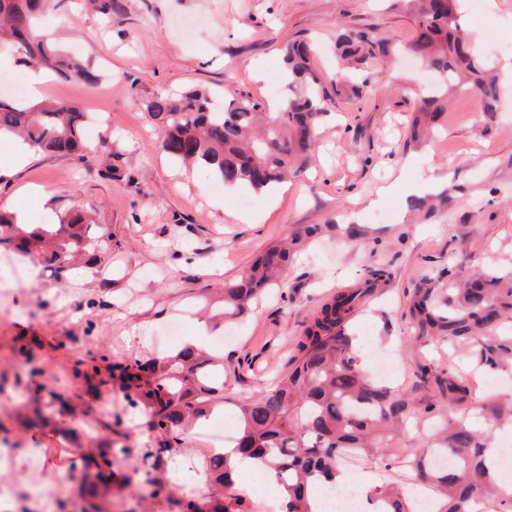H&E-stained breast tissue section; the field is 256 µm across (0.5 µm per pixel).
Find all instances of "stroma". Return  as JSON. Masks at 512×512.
<instances>
[{"label": "stroma", "instance_id": "35a3bbf8", "mask_svg": "<svg viewBox=\"0 0 512 512\" xmlns=\"http://www.w3.org/2000/svg\"><path fill=\"white\" fill-rule=\"evenodd\" d=\"M102 2L65 0L46 19L77 59L103 73L94 87L50 77L41 88L42 96L107 115L84 133L89 152L81 159L41 153L18 168L13 140H0V201L22 186L39 190L22 201L25 223L53 224L79 210L112 234L98 262L72 266L62 280L35 252L10 255L0 267V449L11 453L13 478L7 512H58L60 500L76 498L82 456L100 422L111 420L120 448L111 512H164V500L133 477L140 449L155 440L144 415L119 388L87 391L71 373L74 355L141 357L148 336L173 321L183 336L196 335L201 307L226 282L309 224L327 230L303 245L281 286L243 319L211 324L204 338L224 358L225 436L234 434L240 400L283 373L318 306L359 287L372 266L391 277L352 318L368 364L391 357V381L402 388L422 363L467 374V348L414 340L409 307L417 290L447 296L450 282L472 270L512 271V82L492 117L474 91H454L434 135L415 143L409 130L431 76L408 56L370 61L366 94L330 105L309 169L272 204L246 186L216 187L207 167L172 164L156 146L143 100L204 87L219 100L244 90L267 103L285 39L312 38L315 64L327 72L342 28L408 43L415 22L403 0H112L105 14ZM459 4L485 58L512 64V0ZM111 166L121 179L109 177ZM433 172L449 176L444 202L432 212L416 209L414 188ZM249 211L262 221L243 223ZM347 224L360 225L362 237L348 238ZM71 335L81 337L80 347L67 344ZM33 362L41 376H30ZM54 391L66 408L45 425L33 423L34 408ZM432 426L413 421L392 441L389 468L354 466L349 477L373 487L410 485L406 463L422 452Z\"/></svg>", "mask_w": 512, "mask_h": 512}]
</instances>
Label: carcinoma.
<instances>
[{
    "mask_svg": "<svg viewBox=\"0 0 512 512\" xmlns=\"http://www.w3.org/2000/svg\"><path fill=\"white\" fill-rule=\"evenodd\" d=\"M64 0H0V43L13 49L15 65L24 71L38 65L63 80L93 86L98 72L71 56L51 34L40 31L38 18L63 7ZM416 30L405 49L436 75L437 86L421 99L412 138L419 139L448 107V86L467 85L494 117L500 79L488 61L472 49L457 22L456 0H404ZM398 47L389 37L343 31L336 36V70L323 74L313 66L315 44L308 38L285 41L282 52L291 96L275 112L244 91L214 107L206 88L176 95L157 93L143 102L161 136L158 148L172 160L202 164L226 186L246 185L262 193L306 167L318 139L327 106L335 99L359 98L366 81L358 74L371 59L387 58ZM87 113L73 102L52 98L37 104L30 97L0 94V135L9 133L42 152L83 157L82 131ZM322 231L312 224L269 247L233 282L224 284L218 315L233 322L246 314L260 293L275 285L293 250L305 238ZM111 235L98 233L75 211L57 224L30 233L0 214V249L28 250L54 242L42 253L43 262L60 265L63 254L106 244ZM369 294L367 288L338 292L323 302L297 337L283 377L263 385L258 396L238 404L235 451L270 465L288 491L282 512H319L316 487L331 483L350 463L370 461L384 467L378 450L403 432L409 419L443 407L453 417L446 427L427 436L423 455L411 462L414 479L433 492L434 512H512V494L499 490L497 464L487 462L485 449L491 427L512 422V399L488 398L474 411L486 427H474L468 405L475 390L454 372L418 367L411 390L378 381L362 365L356 338L348 324ZM414 335L419 341L472 346L477 369L495 372L512 365V337L493 335L503 321H512V275L505 278L481 271L449 289L441 300L424 293L410 306ZM218 361L185 348L166 357L145 356L114 361L106 354L79 356L73 375L103 385L113 382L125 392L128 406L144 411L146 427L156 445L145 448L135 468L146 472L162 467L166 456L182 447L191 425L208 416L223 399L224 386L215 383ZM112 446L98 449L86 460V475L97 478L111 465ZM211 484L224 496L166 495L169 512H245L244 499L234 494V478L226 457L214 454L208 464ZM372 512H413L412 500L395 483L370 493Z\"/></svg>",
    "mask_w": 512,
    "mask_h": 512,
    "instance_id": "carcinoma-1",
    "label": "carcinoma"
}]
</instances>
